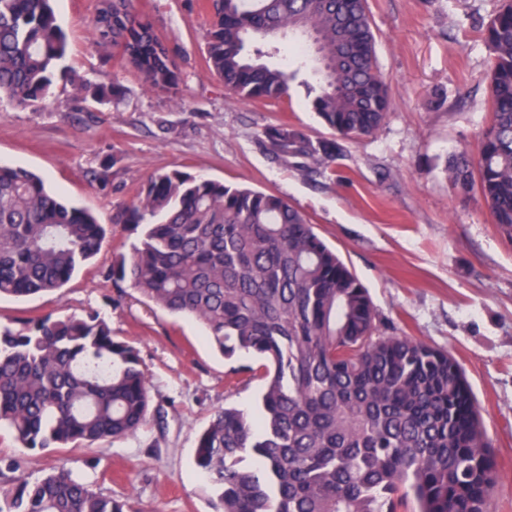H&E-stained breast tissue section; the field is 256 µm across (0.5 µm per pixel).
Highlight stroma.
<instances>
[{"label":"stroma","mask_w":512,"mask_h":512,"mask_svg":"<svg viewBox=\"0 0 512 512\" xmlns=\"http://www.w3.org/2000/svg\"><path fill=\"white\" fill-rule=\"evenodd\" d=\"M197 3L135 0L180 55L181 103L146 91L140 73L98 51L97 0H53L69 38V79L38 108L0 100V163L41 175L107 229L91 265L61 290L1 297L0 327L98 312L139 349L153 403L166 413L165 426L151 421L89 448L25 450L1 429L0 457L19 458L32 483L66 466L94 490L127 500L130 512H214L211 486L194 463L195 440L224 406L256 414L254 360L225 359L198 321L103 276L115 254L141 237L133 225L113 223L115 207L130 202L153 171L177 167L285 198L358 276L388 332L459 362L499 464L488 512H512V240L477 194H463L444 172L450 155L476 152L492 117L481 26L501 0H368L391 110L375 135L345 143L335 166L317 177L275 161L259 140L262 128L280 122L332 139L304 87L293 82L280 102L225 91L205 64ZM82 78L112 82L118 103L79 99L73 83ZM104 168L105 190L92 179Z\"/></svg>","instance_id":"stroma-1"}]
</instances>
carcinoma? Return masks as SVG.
I'll use <instances>...</instances> for the list:
<instances>
[{"label": "carcinoma", "instance_id": "cac0c4a2", "mask_svg": "<svg viewBox=\"0 0 512 512\" xmlns=\"http://www.w3.org/2000/svg\"><path fill=\"white\" fill-rule=\"evenodd\" d=\"M132 0L92 19L95 44L136 68L150 91L182 99L178 55ZM205 60L244 101L288 97L296 74L267 64L278 41L317 42L312 109L336 136L315 141L286 122L264 127L277 161L309 174L341 142L375 135L390 110L367 0H200ZM493 56L492 120L477 156L454 155L448 181L478 189L512 240V0L484 29ZM67 35L51 0H0V96L38 106L66 75ZM76 94L119 100L111 84ZM114 224L143 226L104 277L127 282L173 314L199 320L224 357L256 359L260 407L217 411L198 435L195 463L216 512H487L500 471L471 388L448 352L380 328L357 275L309 219L270 192L180 169L154 172ZM105 225L37 174L0 165V297L63 288L100 250ZM152 406L138 349L97 313L0 328V426L27 449L91 446L126 437ZM0 512H125L127 502L60 466L31 484L0 458Z\"/></svg>", "mask_w": 512, "mask_h": 512}]
</instances>
